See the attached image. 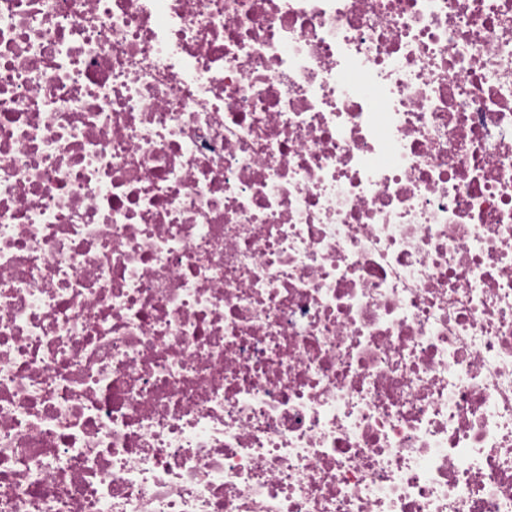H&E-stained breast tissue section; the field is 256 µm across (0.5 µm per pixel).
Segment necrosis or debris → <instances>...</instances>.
I'll list each match as a JSON object with an SVG mask.
<instances>
[{
  "mask_svg": "<svg viewBox=\"0 0 512 512\" xmlns=\"http://www.w3.org/2000/svg\"><path fill=\"white\" fill-rule=\"evenodd\" d=\"M0 512H512V0H0Z\"/></svg>",
  "mask_w": 512,
  "mask_h": 512,
  "instance_id": "obj_1",
  "label": "necrosis or debris"
}]
</instances>
